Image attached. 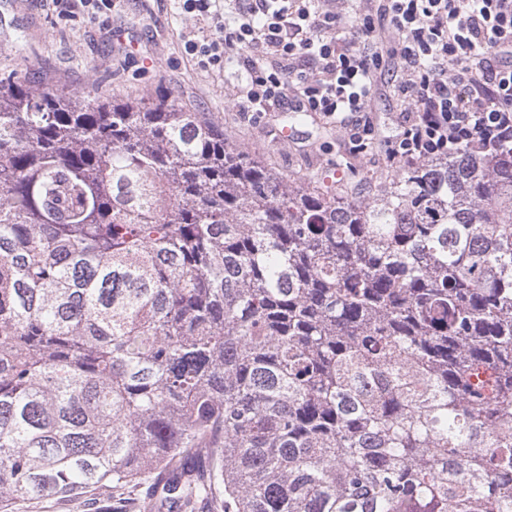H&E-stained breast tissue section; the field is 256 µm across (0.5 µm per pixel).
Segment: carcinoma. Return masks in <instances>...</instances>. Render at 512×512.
Returning <instances> with one entry per match:
<instances>
[{"mask_svg": "<svg viewBox=\"0 0 512 512\" xmlns=\"http://www.w3.org/2000/svg\"><path fill=\"white\" fill-rule=\"evenodd\" d=\"M512 512V148L329 198L158 89L0 75V503ZM115 503L116 500H112V490H110L71 501H60L56 498L43 499L38 502L12 500L5 507L0 508V512H94L104 511L102 506Z\"/></svg>", "mask_w": 512, "mask_h": 512, "instance_id": "cac0c4a2", "label": "carcinoma"}]
</instances>
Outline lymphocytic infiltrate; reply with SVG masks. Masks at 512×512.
Masks as SVG:
<instances>
[{
	"label": "lymphocytic infiltrate",
	"instance_id": "1",
	"mask_svg": "<svg viewBox=\"0 0 512 512\" xmlns=\"http://www.w3.org/2000/svg\"><path fill=\"white\" fill-rule=\"evenodd\" d=\"M208 34L180 36L186 58L223 71L244 54L241 114L274 109L319 112L347 129L355 150H380L411 167L468 149L512 144V0H381L372 14L354 0H176ZM396 43L387 68L379 42ZM401 102L399 131L377 138L368 100L385 71Z\"/></svg>",
	"mask_w": 512,
	"mask_h": 512
}]
</instances>
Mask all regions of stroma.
<instances>
[{"instance_id": "1", "label": "stroma", "mask_w": 512, "mask_h": 512, "mask_svg": "<svg viewBox=\"0 0 512 512\" xmlns=\"http://www.w3.org/2000/svg\"><path fill=\"white\" fill-rule=\"evenodd\" d=\"M198 27L173 0H123L106 29L95 20L58 16L45 0H0V73L27 68L68 91L92 85L117 98L163 87L181 106L215 120L251 156L282 175L311 179L324 192L344 182L354 197H371L379 177L395 174L381 152H355L345 130L320 113H304L298 123L279 111L243 118L233 105L236 85L247 76L241 60L211 73L182 52L180 33ZM368 109L380 134L394 132L400 102L387 81H377ZM296 123L303 135L283 140V128ZM333 168L342 170L341 178H330ZM111 502L107 491L71 501L13 500L0 512H100Z\"/></svg>"}]
</instances>
